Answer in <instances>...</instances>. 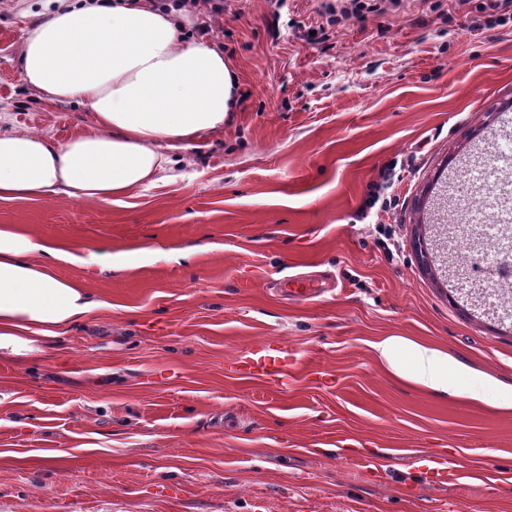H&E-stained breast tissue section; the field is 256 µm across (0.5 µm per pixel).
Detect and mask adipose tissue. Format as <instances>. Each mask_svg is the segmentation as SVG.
Wrapping results in <instances>:
<instances>
[{
    "label": "adipose tissue",
    "instance_id": "1",
    "mask_svg": "<svg viewBox=\"0 0 512 512\" xmlns=\"http://www.w3.org/2000/svg\"><path fill=\"white\" fill-rule=\"evenodd\" d=\"M187 8L151 0H54L26 36L19 64L27 86L93 114L89 132L58 142L36 131L0 132V200L123 205L155 184L173 150L221 128L238 91L224 52L184 35ZM70 252L0 226V357L43 353L96 307L88 289L56 275ZM407 348L408 361L396 355ZM378 348L394 371L448 390V356L387 337Z\"/></svg>",
    "mask_w": 512,
    "mask_h": 512
}]
</instances>
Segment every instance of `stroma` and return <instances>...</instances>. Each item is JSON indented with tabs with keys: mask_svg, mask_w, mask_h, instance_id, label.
Segmentation results:
<instances>
[{
	"mask_svg": "<svg viewBox=\"0 0 512 512\" xmlns=\"http://www.w3.org/2000/svg\"><path fill=\"white\" fill-rule=\"evenodd\" d=\"M486 2L224 0L190 35L211 26L236 105L170 178L121 206L0 201L99 303L0 359V512H512V291L476 301L448 254L465 204L436 180L512 118V20ZM44 6L0 0V128L64 141L91 113L19 70ZM388 167L391 209L360 218ZM386 336L447 354L449 394L395 373ZM260 344L286 385L226 374ZM437 461L455 474L432 486Z\"/></svg>",
	"mask_w": 512,
	"mask_h": 512,
	"instance_id": "obj_1",
	"label": "stroma"
}]
</instances>
